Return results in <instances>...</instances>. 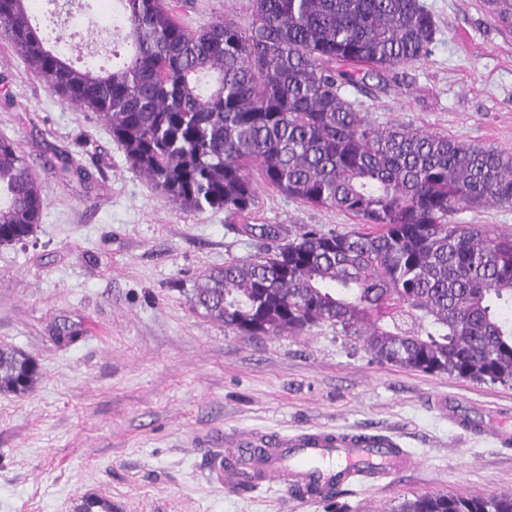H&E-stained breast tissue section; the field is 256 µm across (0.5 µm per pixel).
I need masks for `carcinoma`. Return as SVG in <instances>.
Here are the masks:
<instances>
[{
    "mask_svg": "<svg viewBox=\"0 0 512 512\" xmlns=\"http://www.w3.org/2000/svg\"><path fill=\"white\" fill-rule=\"evenodd\" d=\"M112 69L49 45L29 0H0V38L52 93L93 112L131 167L177 208L248 218V173L373 231L304 227L201 275L191 304L248 335L329 325L375 359L428 374L512 383V238L455 224L460 208L512 205V152L400 124L377 126L341 95L424 55L435 24L420 0H252L243 28L191 31L163 0H113ZM512 28V0H484ZM46 205L12 140L0 137V245L26 239ZM234 230L264 241L273 224ZM35 360L0 346V392L34 390ZM400 512H512V495L424 494Z\"/></svg>",
    "mask_w": 512,
    "mask_h": 512,
    "instance_id": "cac0c4a2",
    "label": "carcinoma"
}]
</instances>
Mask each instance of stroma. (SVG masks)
Wrapping results in <instances>:
<instances>
[{
    "instance_id": "stroma-1",
    "label": "stroma",
    "mask_w": 512,
    "mask_h": 512,
    "mask_svg": "<svg viewBox=\"0 0 512 512\" xmlns=\"http://www.w3.org/2000/svg\"><path fill=\"white\" fill-rule=\"evenodd\" d=\"M181 23L251 22V0H167ZM427 54L342 95L378 125L403 124L512 150V30L481 0H420ZM0 136L38 177L46 205L26 240L0 245V345L32 356L39 382L0 393V512H399L425 493H512V446L462 421L512 414V385L378 362L328 325L248 336L190 303L200 275L254 254L223 211L185 212L134 171L91 112L48 91L0 40ZM88 179H65L53 150ZM249 221L346 232L358 221L268 186L258 168ZM83 329L62 345L63 328ZM361 430L390 436L420 465L334 499L282 504L209 478L231 432Z\"/></svg>"
}]
</instances>
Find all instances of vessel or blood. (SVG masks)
I'll list each match as a JSON object with an SVG mask.
<instances>
[{"label": "vessel or blood", "mask_w": 512, "mask_h": 512, "mask_svg": "<svg viewBox=\"0 0 512 512\" xmlns=\"http://www.w3.org/2000/svg\"><path fill=\"white\" fill-rule=\"evenodd\" d=\"M414 457L391 438L356 433L307 430L273 438L256 432L224 437V455L212 471L225 490L278 489L289 498L318 503L337 488L364 476L398 475L410 469Z\"/></svg>", "instance_id": "vessel-or-blood-1"}]
</instances>
